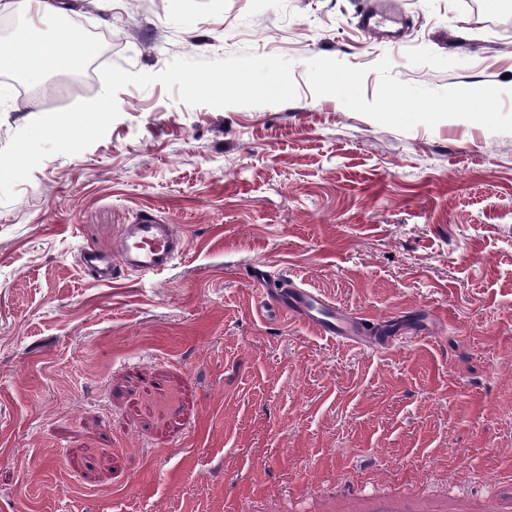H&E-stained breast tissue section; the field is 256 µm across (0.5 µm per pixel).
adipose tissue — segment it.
I'll list each match as a JSON object with an SVG mask.
<instances>
[{
	"label": "adipose tissue",
	"instance_id": "obj_1",
	"mask_svg": "<svg viewBox=\"0 0 512 512\" xmlns=\"http://www.w3.org/2000/svg\"><path fill=\"white\" fill-rule=\"evenodd\" d=\"M84 42L71 29H59L54 33L50 45L42 50H33L28 28H19L11 41L0 45V64L7 62L24 67L32 80H41L45 73L65 69L67 62L77 60Z\"/></svg>",
	"mask_w": 512,
	"mask_h": 512
}]
</instances>
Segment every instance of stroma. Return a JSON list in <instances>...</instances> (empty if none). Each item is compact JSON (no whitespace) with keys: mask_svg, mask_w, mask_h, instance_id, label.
Returning a JSON list of instances; mask_svg holds the SVG:
<instances>
[{"mask_svg":"<svg viewBox=\"0 0 512 512\" xmlns=\"http://www.w3.org/2000/svg\"><path fill=\"white\" fill-rule=\"evenodd\" d=\"M112 0L96 66L293 59L295 100L188 106L155 83L0 204V512H512V0ZM0 101V148L89 100L52 73ZM409 108H389L393 90ZM158 274L104 285L137 213ZM322 292L388 348L263 314L258 273ZM184 249L183 239L174 224H166L157 215L140 212L130 224L118 253L83 248L79 263L96 282L111 283L120 271L156 273L165 270Z\"/></svg>","mask_w":512,"mask_h":512,"instance_id":"1","label":"stroma"}]
</instances>
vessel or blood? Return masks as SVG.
I'll use <instances>...</instances> for the list:
<instances>
[{
    "label": "vessel or blood",
    "instance_id": "obj_1",
    "mask_svg": "<svg viewBox=\"0 0 512 512\" xmlns=\"http://www.w3.org/2000/svg\"><path fill=\"white\" fill-rule=\"evenodd\" d=\"M183 248V240L175 225L164 223L157 215L144 211L139 213L134 224L129 225L118 253L85 248L80 253L79 263L93 280L105 284L127 270L163 271ZM261 307L277 314L300 315L319 335L334 340L356 342L364 333L360 320L348 317L340 307L320 294L287 280L275 283L273 291L264 292Z\"/></svg>",
    "mask_w": 512,
    "mask_h": 512
}]
</instances>
